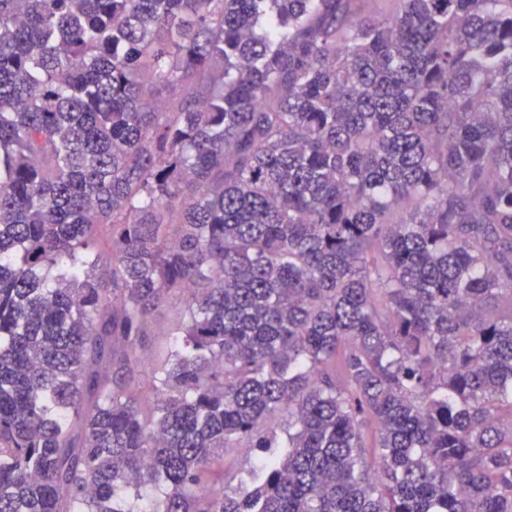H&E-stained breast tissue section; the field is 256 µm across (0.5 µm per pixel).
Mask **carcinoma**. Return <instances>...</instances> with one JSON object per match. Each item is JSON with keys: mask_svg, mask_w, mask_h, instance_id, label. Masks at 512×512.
<instances>
[{"mask_svg": "<svg viewBox=\"0 0 512 512\" xmlns=\"http://www.w3.org/2000/svg\"><path fill=\"white\" fill-rule=\"evenodd\" d=\"M355 2L0 0V512H512V0ZM182 307L179 297H172L167 305L155 313L154 326L155 336H150L147 347L148 355L152 360H160L165 357L168 343L172 336H168L171 329L175 328L178 322V313ZM259 452L250 451L247 448H228L224 452V469L234 476L231 481L232 486H236L240 476H244V472L259 463Z\"/></svg>", "mask_w": 512, "mask_h": 512, "instance_id": "carcinoma-1", "label": "carcinoma"}]
</instances>
